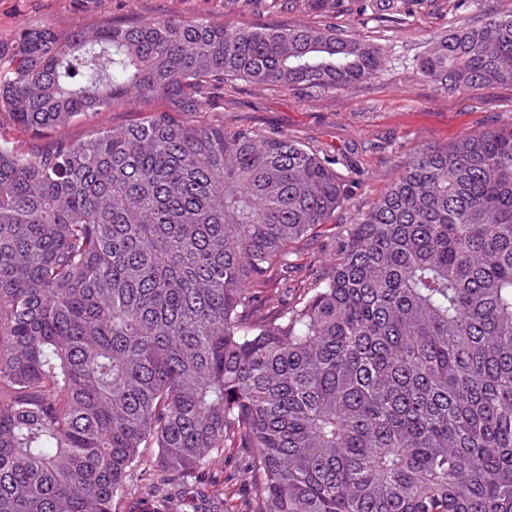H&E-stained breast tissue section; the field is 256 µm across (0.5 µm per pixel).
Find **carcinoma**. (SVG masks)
Returning <instances> with one entry per match:
<instances>
[{
  "label": "carcinoma",
  "instance_id": "1",
  "mask_svg": "<svg viewBox=\"0 0 512 512\" xmlns=\"http://www.w3.org/2000/svg\"><path fill=\"white\" fill-rule=\"evenodd\" d=\"M376 45L334 22L44 23L0 44V512H512V127L413 153L293 299L255 289L347 200L337 161L211 121L228 81L344 89ZM421 75L512 85V15ZM157 100L161 109L153 108ZM130 103L142 119L27 148ZM254 454L253 448L224 449V490L220 485L219 498H224V510L237 512L252 497L251 486L235 478L237 471L246 467ZM239 511V510H238Z\"/></svg>",
  "mask_w": 512,
  "mask_h": 512
}]
</instances>
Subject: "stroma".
<instances>
[{"label": "stroma", "instance_id": "1", "mask_svg": "<svg viewBox=\"0 0 512 512\" xmlns=\"http://www.w3.org/2000/svg\"><path fill=\"white\" fill-rule=\"evenodd\" d=\"M506 15H512V0H418L400 21L391 22L385 0H339V24L382 51L385 65L376 78L336 93L238 81L208 96L207 110L225 127L248 126L267 136H289L339 161L347 201L313 240L296 245L294 283L311 281L320 266L335 259L336 241L355 211L369 207L414 152L449 145L466 134L512 126L511 85H486L451 97L416 69L417 58L433 37ZM166 17L265 27L326 22L307 8L281 12L271 0H0V42L43 22L69 31L110 18ZM253 454L250 448L224 451L220 495L226 512H240L252 497L250 485L238 481L236 473Z\"/></svg>", "mask_w": 512, "mask_h": 512}]
</instances>
